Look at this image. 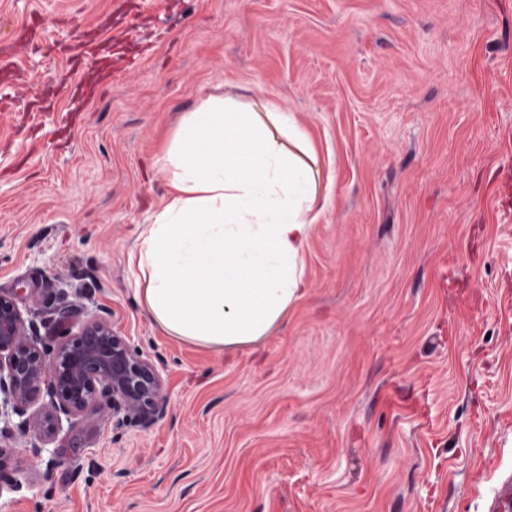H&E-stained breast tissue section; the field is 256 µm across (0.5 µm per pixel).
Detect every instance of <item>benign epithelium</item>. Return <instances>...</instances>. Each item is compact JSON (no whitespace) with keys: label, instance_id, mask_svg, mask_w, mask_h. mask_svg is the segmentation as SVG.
<instances>
[{"label":"benign epithelium","instance_id":"benign-epithelium-1","mask_svg":"<svg viewBox=\"0 0 512 512\" xmlns=\"http://www.w3.org/2000/svg\"><path fill=\"white\" fill-rule=\"evenodd\" d=\"M40 400L43 411L28 413ZM102 404L104 421L115 428L163 418L167 403L155 363L104 316L46 343L14 301L0 295V418H18L31 455L49 451L63 421Z\"/></svg>","mask_w":512,"mask_h":512}]
</instances>
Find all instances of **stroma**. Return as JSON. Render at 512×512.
<instances>
[{
	"label": "stroma",
	"mask_w": 512,
	"mask_h": 512,
	"mask_svg": "<svg viewBox=\"0 0 512 512\" xmlns=\"http://www.w3.org/2000/svg\"><path fill=\"white\" fill-rule=\"evenodd\" d=\"M41 112L0 111V294L104 314L168 413L89 408L0 512H486L512 473V0H0V55ZM273 102L321 152L307 293L256 352L165 335L127 256L161 150L212 94Z\"/></svg>",
	"instance_id": "stroma-1"
}]
</instances>
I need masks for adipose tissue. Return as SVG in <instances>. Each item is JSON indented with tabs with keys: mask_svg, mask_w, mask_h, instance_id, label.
I'll return each mask as SVG.
<instances>
[{
	"mask_svg": "<svg viewBox=\"0 0 512 512\" xmlns=\"http://www.w3.org/2000/svg\"><path fill=\"white\" fill-rule=\"evenodd\" d=\"M160 172L168 197L128 256L144 311L183 342L259 348L307 292L327 203L313 141L273 103L211 96L186 113Z\"/></svg>",
	"mask_w": 512,
	"mask_h": 512,
	"instance_id": "ef3b65f1",
	"label": "adipose tissue"
}]
</instances>
